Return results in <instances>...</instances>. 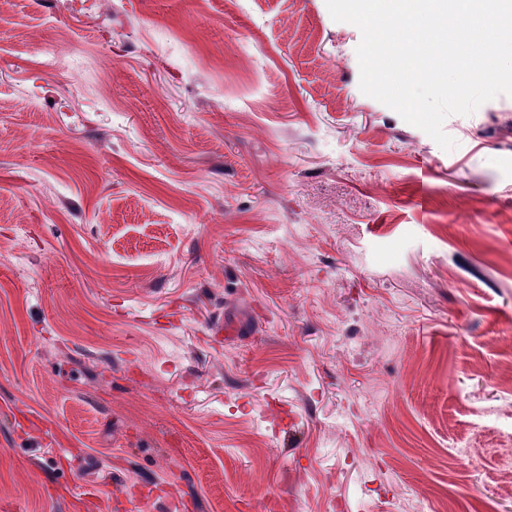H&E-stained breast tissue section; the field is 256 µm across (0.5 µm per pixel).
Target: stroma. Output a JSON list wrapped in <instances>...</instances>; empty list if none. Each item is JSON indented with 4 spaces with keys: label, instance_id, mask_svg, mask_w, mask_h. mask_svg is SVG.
I'll return each mask as SVG.
<instances>
[{
    "label": "stroma",
    "instance_id": "35a3bbf8",
    "mask_svg": "<svg viewBox=\"0 0 512 512\" xmlns=\"http://www.w3.org/2000/svg\"><path fill=\"white\" fill-rule=\"evenodd\" d=\"M361 40L326 0L0 9V505L512 512V97L444 150Z\"/></svg>",
    "mask_w": 512,
    "mask_h": 512
}]
</instances>
